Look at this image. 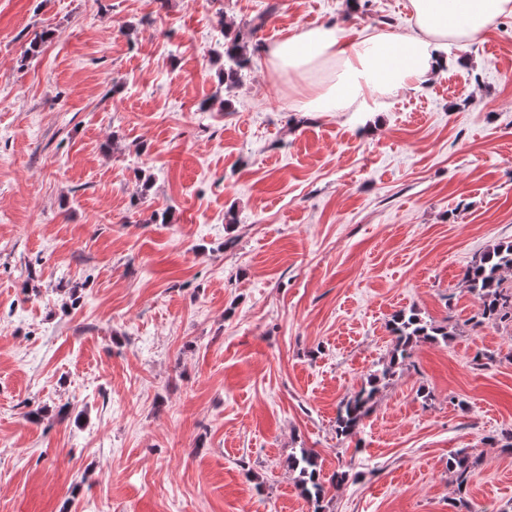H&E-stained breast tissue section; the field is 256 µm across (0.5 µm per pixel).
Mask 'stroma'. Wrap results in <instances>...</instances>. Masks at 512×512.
<instances>
[{"instance_id":"stroma-1","label":"stroma","mask_w":512,"mask_h":512,"mask_svg":"<svg viewBox=\"0 0 512 512\" xmlns=\"http://www.w3.org/2000/svg\"><path fill=\"white\" fill-rule=\"evenodd\" d=\"M268 2L0 0V512H313L303 448L325 512H512V326L471 328L461 282L512 241V18L382 111L304 120L209 53ZM276 2L266 45L411 25ZM410 307L454 335L338 440ZM288 468L298 473V486L301 489V494L319 505L323 498L324 487L317 469L315 455L305 448L300 449L299 455L292 456L289 460Z\"/></svg>"}]
</instances>
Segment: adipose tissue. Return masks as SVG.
Returning <instances> with one entry per match:
<instances>
[{
  "label": "adipose tissue",
  "mask_w": 512,
  "mask_h": 512,
  "mask_svg": "<svg viewBox=\"0 0 512 512\" xmlns=\"http://www.w3.org/2000/svg\"><path fill=\"white\" fill-rule=\"evenodd\" d=\"M412 25L350 37L333 24L301 28L267 46L262 64L287 77L298 111L372 112L443 72L453 45L512 16V0H409Z\"/></svg>",
  "instance_id": "obj_1"
}]
</instances>
